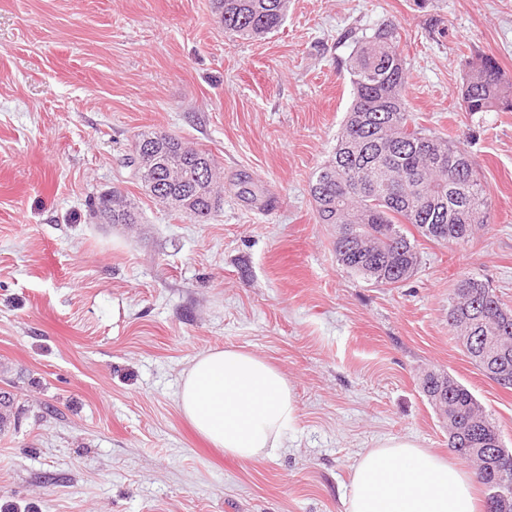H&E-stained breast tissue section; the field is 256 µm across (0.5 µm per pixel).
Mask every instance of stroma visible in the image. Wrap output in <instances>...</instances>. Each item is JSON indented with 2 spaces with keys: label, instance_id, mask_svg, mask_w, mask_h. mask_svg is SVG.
Listing matches in <instances>:
<instances>
[{
  "label": "stroma",
  "instance_id": "1",
  "mask_svg": "<svg viewBox=\"0 0 512 512\" xmlns=\"http://www.w3.org/2000/svg\"><path fill=\"white\" fill-rule=\"evenodd\" d=\"M392 26L408 109L468 151L490 225L427 241L397 288L343 270L313 172L351 102L348 61ZM512 81V0H289L261 39L225 34L212 0H0V506L18 512H344L360 454L413 438L451 457L421 389L456 376L512 448V390L448 326L459 273L512 305V111L460 106L469 65ZM209 153L224 180L206 224L168 210L122 161L140 133ZM248 181L252 197L239 194ZM120 188L139 221L108 224ZM236 347L293 385L288 446L224 454L183 417L198 355Z\"/></svg>",
  "mask_w": 512,
  "mask_h": 512
}]
</instances>
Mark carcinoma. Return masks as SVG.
I'll return each instance as SVG.
<instances>
[{
    "instance_id": "1",
    "label": "carcinoma",
    "mask_w": 512,
    "mask_h": 512,
    "mask_svg": "<svg viewBox=\"0 0 512 512\" xmlns=\"http://www.w3.org/2000/svg\"><path fill=\"white\" fill-rule=\"evenodd\" d=\"M224 32L242 39L264 37L283 24L288 0H213ZM352 101L332 157L316 168L310 193L319 224L335 228L336 261L365 283L397 288L419 265L417 238L448 249L471 241L488 224L491 197L468 152L419 124L407 110L410 74L391 27L379 28L351 57ZM461 107L471 114L512 110V82L497 61L481 59L461 89ZM169 165L196 174L210 155L160 134ZM190 196L187 217L204 223L214 216L205 196L187 181L168 184L169 196ZM112 205V223L135 224L137 211L122 199ZM412 226V234L407 226ZM448 326L464 356L494 383L512 375V309L478 276L459 275L448 293ZM422 392L448 423V448L474 466L485 489L484 512L495 493L512 484V450L500 426L479 399L453 375L425 372Z\"/></svg>"
}]
</instances>
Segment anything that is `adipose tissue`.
<instances>
[{"mask_svg":"<svg viewBox=\"0 0 512 512\" xmlns=\"http://www.w3.org/2000/svg\"><path fill=\"white\" fill-rule=\"evenodd\" d=\"M178 404L213 447L245 460L269 459L285 448L297 416L296 394L283 374L233 347L193 360ZM344 505L345 512H477L470 471L406 436L360 455Z\"/></svg>","mask_w":512,"mask_h":512,"instance_id":"1","label":"adipose tissue"}]
</instances>
